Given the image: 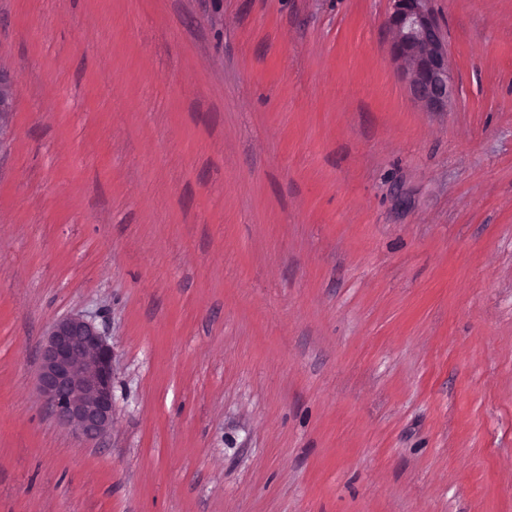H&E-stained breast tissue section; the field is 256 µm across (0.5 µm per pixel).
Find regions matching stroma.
<instances>
[{"instance_id":"obj_1","label":"stroma","mask_w":512,"mask_h":512,"mask_svg":"<svg viewBox=\"0 0 512 512\" xmlns=\"http://www.w3.org/2000/svg\"><path fill=\"white\" fill-rule=\"evenodd\" d=\"M431 5L444 112L389 0H0V512H512V0ZM385 20L390 46L412 100L429 112H444L452 91L448 41L431 0H389ZM112 347L92 319L54 321L38 367V387L56 418L86 440L112 427Z\"/></svg>"}]
</instances>
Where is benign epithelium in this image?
Instances as JSON below:
<instances>
[{
	"mask_svg": "<svg viewBox=\"0 0 512 512\" xmlns=\"http://www.w3.org/2000/svg\"><path fill=\"white\" fill-rule=\"evenodd\" d=\"M390 46L412 100L429 112L448 111L452 73L448 41L431 0H390ZM15 80L0 70V115L12 111ZM38 387L56 418L94 440L112 427V346L83 314L52 323L38 367Z\"/></svg>",
	"mask_w": 512,
	"mask_h": 512,
	"instance_id": "obj_1",
	"label": "benign epithelium"
}]
</instances>
